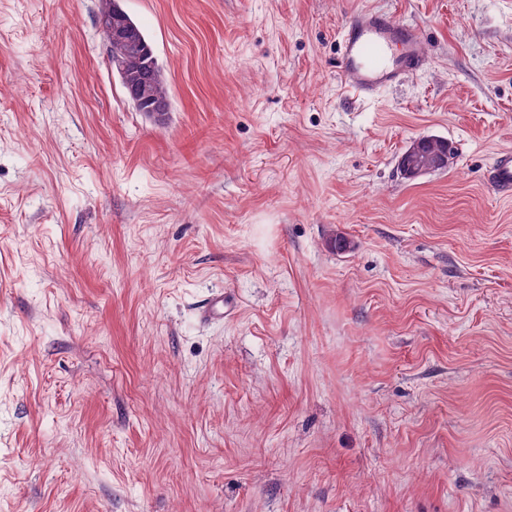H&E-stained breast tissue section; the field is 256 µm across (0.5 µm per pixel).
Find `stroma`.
<instances>
[{"label": "stroma", "mask_w": 512, "mask_h": 512, "mask_svg": "<svg viewBox=\"0 0 512 512\" xmlns=\"http://www.w3.org/2000/svg\"><path fill=\"white\" fill-rule=\"evenodd\" d=\"M365 4L428 64L356 101ZM122 6L164 123L97 0H0V512H512V0ZM99 6H98V15L112 10L114 11H122L126 14L128 19L131 21V23L135 26L137 31L140 34L141 41H142V47L140 49L141 52V61L142 64H151L154 63L155 67V78L154 83L152 84L150 88V96L147 98L140 99L139 102H135L133 98V92H132V84H136L138 82V74L142 70V68L146 67L145 65H141L139 62L134 61L131 64H129L124 69L120 70L117 67L112 66V46L108 47L109 53L107 55L108 61L113 69L117 72L120 82L122 84V87L124 88L126 97L128 101L133 105V107L139 111V112H149V108L153 104V101L155 99H161L164 100L168 108L170 109L171 102L169 98V92L166 85V82L164 81L161 68L159 67L157 57L154 53V49L150 42L148 41L145 33L141 29V27L135 23L130 16L126 13V11L121 6V0H99ZM97 15V16H98ZM131 84V85H130ZM440 139L436 137L424 136L417 139L409 149H407L400 159V168L403 175L406 178H416L425 173L431 172V170L425 164L423 159V152L428 141ZM489 185L501 196H512V150L497 152L487 171Z\"/></svg>", "instance_id": "stroma-1"}]
</instances>
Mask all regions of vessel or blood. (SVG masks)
<instances>
[{
  "label": "vessel or blood",
  "instance_id": "vessel-or-blood-1",
  "mask_svg": "<svg viewBox=\"0 0 512 512\" xmlns=\"http://www.w3.org/2000/svg\"><path fill=\"white\" fill-rule=\"evenodd\" d=\"M425 62L418 38L405 25L369 6L351 12L341 31L340 79L343 90L361 100L399 86ZM489 185L512 196V150L495 154Z\"/></svg>",
  "mask_w": 512,
  "mask_h": 512
}]
</instances>
